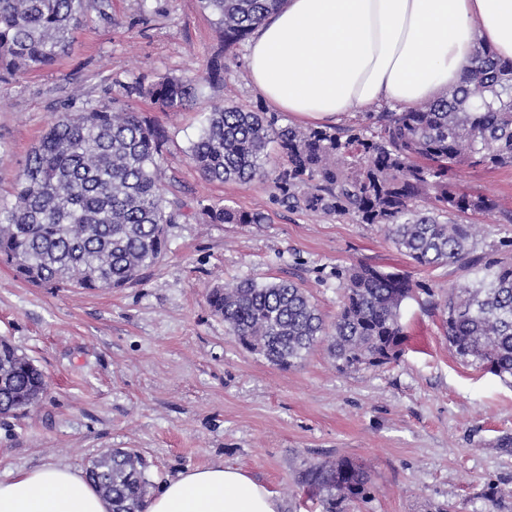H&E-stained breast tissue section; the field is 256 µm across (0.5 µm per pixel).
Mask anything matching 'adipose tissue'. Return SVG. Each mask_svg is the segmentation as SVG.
Segmentation results:
<instances>
[{"label":"adipose tissue","mask_w":512,"mask_h":512,"mask_svg":"<svg viewBox=\"0 0 512 512\" xmlns=\"http://www.w3.org/2000/svg\"><path fill=\"white\" fill-rule=\"evenodd\" d=\"M512 60V0H283L255 30L247 62L262 98L301 121L349 109L409 108L458 86L479 47ZM65 464L0 480V512H111ZM266 487L218 464L169 479L145 512H279Z\"/></svg>","instance_id":"ef3b65f1"}]
</instances>
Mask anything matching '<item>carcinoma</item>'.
I'll return each mask as SVG.
<instances>
[{"label":"carcinoma","mask_w":512,"mask_h":512,"mask_svg":"<svg viewBox=\"0 0 512 512\" xmlns=\"http://www.w3.org/2000/svg\"><path fill=\"white\" fill-rule=\"evenodd\" d=\"M217 17L224 45L245 41L283 0H200ZM85 23L84 0H0V70L21 75L53 66ZM205 79H224L216 56ZM162 112L185 107L197 90L190 77L123 85ZM275 142L287 167L268 166ZM166 135L133 109L107 103L59 114L31 149L16 177L13 204H0V262L40 287L120 290L135 284L167 248V210L160 181ZM187 156L209 182L271 181L281 202L384 228L388 240L422 267L462 264L476 282L448 293L444 304L450 349L464 361L512 381V252L478 254L469 215L498 209L482 194L458 191L452 171L461 164L512 166V61L479 48L465 83L409 109L387 108L374 123L338 130L280 126L270 112L244 106L207 113ZM205 224H264L222 200L200 204ZM341 305L323 318L296 282L244 279L210 291V311L251 353L281 369L295 368L324 343L336 368L347 372L389 364L402 354V307L422 287L412 275L370 265L337 273ZM44 372L8 339L0 338V412L14 415L46 393ZM146 461L116 448L87 474L112 512H144ZM302 483L319 496L322 512H345L371 494L361 466L341 458L309 465Z\"/></svg>","instance_id":"1"}]
</instances>
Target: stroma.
Listing matches in <instances>:
<instances>
[{
	"instance_id": "35a3bbf8",
	"label": "stroma",
	"mask_w": 512,
	"mask_h": 512,
	"mask_svg": "<svg viewBox=\"0 0 512 512\" xmlns=\"http://www.w3.org/2000/svg\"><path fill=\"white\" fill-rule=\"evenodd\" d=\"M84 26L52 67L0 74V201L55 116L82 103L134 107L167 135L161 163L170 207L198 200L260 211L263 224L167 227V251L123 290L39 288L0 264V336L44 372L42 402L0 417V480L21 468L64 463L85 471L113 448L143 455L154 488L185 469L224 463L274 493L280 512H321L300 483L306 465L346 457L372 495L349 512H512V385L461 362L448 345L442 303L469 285L458 264L413 266L373 224L279 201L272 182L204 181L186 152L204 112L243 105L269 111L254 90L247 47H225L199 0H85ZM224 58V80L205 65ZM198 78L179 112L126 98L130 81ZM461 191L494 199L480 251L512 240V167L460 166ZM365 263L408 271L424 285L402 308L403 353L379 368L337 371L325 347L281 370L245 350L206 295L250 278H288L326 320L339 309L336 271Z\"/></svg>"
}]
</instances>
